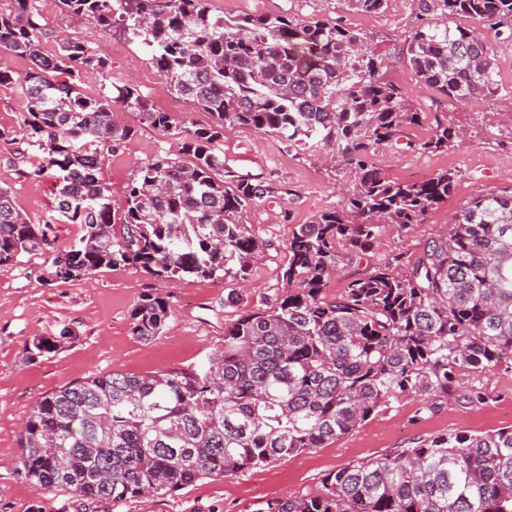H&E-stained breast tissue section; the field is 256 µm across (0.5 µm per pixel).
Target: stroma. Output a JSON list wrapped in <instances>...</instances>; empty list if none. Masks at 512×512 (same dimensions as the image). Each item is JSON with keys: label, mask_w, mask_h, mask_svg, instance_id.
Masks as SVG:
<instances>
[{"label": "stroma", "mask_w": 512, "mask_h": 512, "mask_svg": "<svg viewBox=\"0 0 512 512\" xmlns=\"http://www.w3.org/2000/svg\"><path fill=\"white\" fill-rule=\"evenodd\" d=\"M33 6L47 29L84 43L111 63V78L95 71L82 73L80 90L85 96H97L109 80L119 86L137 85L154 104L166 97L151 57L139 42L63 11L59 0H33ZM209 6L214 14L228 17L329 18L372 35L385 58L384 79L401 87L423 113L420 124L408 130L409 144L378 149L374 165L397 180L411 172H458L447 202L430 210L424 223L409 231L386 225L360 263L345 267L329 281L327 295H336L350 279L387 263L395 254H403L405 262L414 261L429 242L446 233L460 206L478 195L512 189V138L500 133L493 119L500 102L512 94V42L493 44L499 60L496 97L452 108L408 62L413 0H387L377 13L351 9L347 0H209ZM443 116L462 125L464 140L442 151L419 150V143L429 138L436 119ZM112 121L131 131L119 146H99L112 205L117 208L138 166L156 155L176 153L179 144L176 137L143 122L137 112L115 109ZM22 129L16 90L0 87V171L9 174L6 184L17 209L29 223L52 224L56 246L65 248L78 237L79 227L56 211L53 179L33 177L38 152L23 140ZM223 148L225 167L274 188L245 214L252 234L268 245L245 279L187 277L161 285L141 270L125 267L104 269L73 282H49L40 275L44 263L40 256L0 269V512H261L267 501L317 492L322 479L346 463L382 456L417 437L456 431L482 434L512 426V367L501 365L474 379L489 397L486 404L441 402L434 411L425 412L420 398L409 397L381 409L326 447L238 477L204 479L170 494L91 503L38 492L20 477L13 468L19 430L39 398L115 369L138 375L204 360L241 310L266 307L281 291L293 225L308 223L318 211L348 204L343 179L324 149H298L282 137L250 128L225 133ZM283 188L289 189V196H280ZM157 288L169 294L173 314L162 335L144 342L132 336L129 314L141 294ZM232 291L241 296V305H225L224 298ZM65 325L74 332L70 342L36 361L27 359L26 345L33 337L54 335Z\"/></svg>", "instance_id": "obj_1"}]
</instances>
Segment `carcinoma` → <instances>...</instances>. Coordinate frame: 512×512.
<instances>
[{
    "instance_id": "obj_1",
    "label": "carcinoma",
    "mask_w": 512,
    "mask_h": 512,
    "mask_svg": "<svg viewBox=\"0 0 512 512\" xmlns=\"http://www.w3.org/2000/svg\"><path fill=\"white\" fill-rule=\"evenodd\" d=\"M30 0L0 12V52L25 56L23 75L0 67L25 104L24 136L46 154L40 174L59 183L57 210L80 228L57 250L47 224H31L0 186V268L51 253L48 281L138 268L161 281L245 278L267 244L245 212L273 188L224 167V132L250 127L292 145H323L352 177L349 203L297 224L283 290L246 310L196 367L141 375L111 371L46 393L19 433L15 469L39 491L122 501L208 478L239 476L322 448L411 396L477 406L466 378L512 356V192L472 198L447 233L410 265L395 260L327 298L331 277L363 259L387 224L407 230L448 201L457 174L392 180L370 163L420 122L409 96L383 79L373 38L331 19L284 15L225 19L208 0H59L64 11L138 40L170 94L193 99L210 122L183 130L133 84L89 99L87 69L107 60L70 38L41 46ZM407 46L416 74L452 103L493 96L499 73L483 32L512 39V0H415ZM123 107L181 137L177 154L141 165L120 217L98 145L131 134L112 122ZM459 125L435 120L421 149L441 151ZM172 317L167 297L142 294L132 335L151 341ZM70 327L35 337L29 359L54 353ZM263 512H512V427L417 438L407 448L350 462L311 494L266 502Z\"/></svg>"
}]
</instances>
